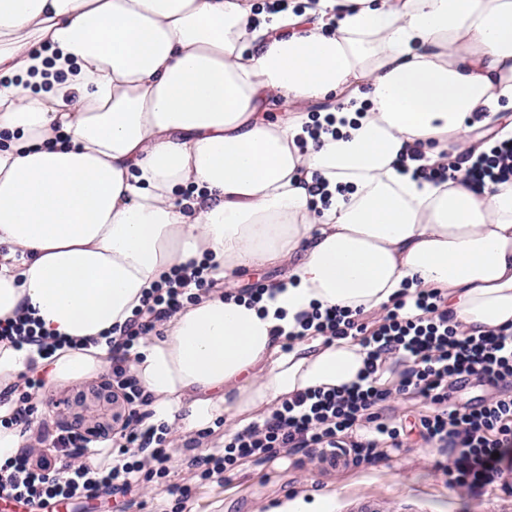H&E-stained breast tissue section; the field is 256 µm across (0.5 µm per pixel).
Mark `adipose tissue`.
Here are the masks:
<instances>
[{"instance_id":"ef3b65f1","label":"adipose tissue","mask_w":512,"mask_h":512,"mask_svg":"<svg viewBox=\"0 0 512 512\" xmlns=\"http://www.w3.org/2000/svg\"><path fill=\"white\" fill-rule=\"evenodd\" d=\"M257 2L0 0V322L75 342L0 343V392L32 367L101 373L145 291L193 262L221 290L128 361L150 423L183 432L357 381L356 339L283 350L317 307L438 288L470 334L512 327V180L465 179L512 111V0ZM269 264L272 294L233 297Z\"/></svg>"}]
</instances>
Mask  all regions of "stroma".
Returning a JSON list of instances; mask_svg holds the SVG:
<instances>
[{
	"instance_id": "stroma-1",
	"label": "stroma",
	"mask_w": 512,
	"mask_h": 512,
	"mask_svg": "<svg viewBox=\"0 0 512 512\" xmlns=\"http://www.w3.org/2000/svg\"><path fill=\"white\" fill-rule=\"evenodd\" d=\"M109 377L105 371L48 388V397L67 406L54 414L45 399L38 400L39 417L54 423L74 420L82 413L78 399ZM230 433L220 420L202 436L171 432L172 482H188L182 468L185 457L221 451ZM437 461L435 449L413 431L403 448L386 449L384 457L371 464L324 458L312 448L294 450L273 462L245 465L224 483L198 487L186 512H276L305 491L327 488L338 493L332 512H512V494L451 486Z\"/></svg>"
}]
</instances>
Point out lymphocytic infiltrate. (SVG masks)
<instances>
[{"instance_id": "1", "label": "lymphocytic infiltrate", "mask_w": 512, "mask_h": 512, "mask_svg": "<svg viewBox=\"0 0 512 512\" xmlns=\"http://www.w3.org/2000/svg\"><path fill=\"white\" fill-rule=\"evenodd\" d=\"M475 189L512 179V138L496 140L466 172ZM217 282L199 267L182 268L164 277L125 325L112 354L110 385L119 389L131 408L120 431L100 434L112 447L110 468L86 463L91 443L74 431H50L41 425L38 443L49 445L53 460H32L28 449L0 465V493L16 503L43 512L59 502L95 500L107 492L134 496L141 485H162L164 494L151 512H185L192 485L170 481L168 428L149 423L150 397L127 367L128 354L139 340L185 304L195 302ZM303 330L327 339L353 336L368 349L367 366L357 383L329 390H304L282 400L261 422L230 434L221 454L187 462L199 481H224L244 463H266L288 448H355L357 459L372 461L379 449L403 447L401 424L385 415L392 394H419L429 405L420 416V433L435 448L450 485L512 492V395L460 407L455 394L467 377L492 385L512 382V330H490L473 336L448 314L440 289L419 288L401 293L385 315L369 321L359 314L330 307L305 316ZM397 373L395 387L382 385L384 372Z\"/></svg>"}]
</instances>
